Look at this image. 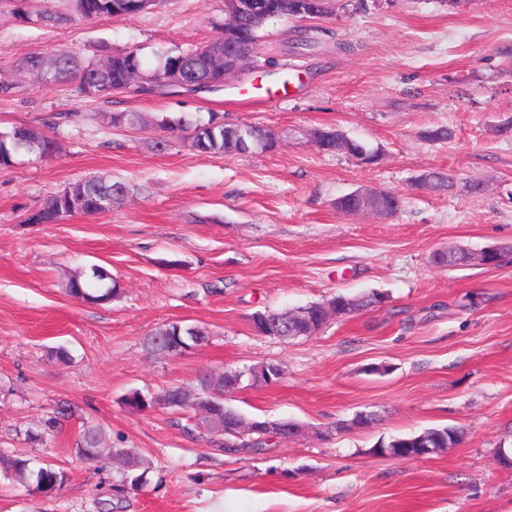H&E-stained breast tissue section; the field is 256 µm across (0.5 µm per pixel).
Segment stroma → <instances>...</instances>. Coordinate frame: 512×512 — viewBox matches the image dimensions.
Here are the masks:
<instances>
[{
	"instance_id": "obj_1",
	"label": "stroma",
	"mask_w": 512,
	"mask_h": 512,
	"mask_svg": "<svg viewBox=\"0 0 512 512\" xmlns=\"http://www.w3.org/2000/svg\"><path fill=\"white\" fill-rule=\"evenodd\" d=\"M223 22L224 0H151L130 18L56 28L0 5V73L16 85L0 98V132L32 127L62 145L0 169V452L67 473L46 498L0 472V512H100L105 502L114 512H512V467L498 457L512 448V258L432 263L440 249L512 246V0H336L326 16L269 21L250 72L211 92L88 98L16 70L56 49L94 61L135 48L152 65L206 45ZM300 32L309 49H293ZM113 112L212 115L271 128L279 144L254 155H201L179 140L162 150L159 127L114 126ZM437 125L453 138L425 140ZM324 127L378 149V162L319 151L304 133ZM429 169L451 175L453 191L414 190ZM90 176L125 183L111 212L27 223L47 196ZM478 181L486 189L475 195ZM363 187L400 194L402 210H336ZM93 265L120 286L110 302L65 291L70 274ZM370 291L384 302L312 337L252 326L259 310ZM173 321L206 326L209 344L149 355L143 337ZM59 346L67 362L51 357ZM262 361L284 364L285 379L225 402L303 431L259 454L225 453L173 414L122 402ZM56 409L70 414L62 434L30 443L26 429ZM361 412L374 414L371 426H352ZM86 420L151 461L142 488L117 493L112 472L76 455ZM446 425L460 437L430 457L373 451Z\"/></svg>"
}]
</instances>
